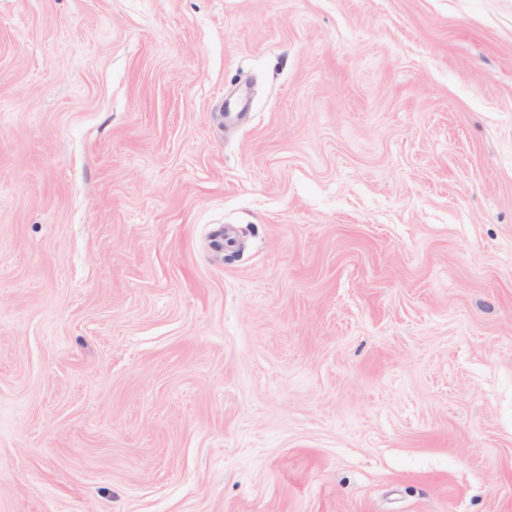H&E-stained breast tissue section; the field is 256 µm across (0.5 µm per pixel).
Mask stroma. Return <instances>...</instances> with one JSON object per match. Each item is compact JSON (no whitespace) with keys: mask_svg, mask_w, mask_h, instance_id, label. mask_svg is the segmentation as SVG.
Listing matches in <instances>:
<instances>
[{"mask_svg":"<svg viewBox=\"0 0 512 512\" xmlns=\"http://www.w3.org/2000/svg\"><path fill=\"white\" fill-rule=\"evenodd\" d=\"M0 512H512V0H0Z\"/></svg>","mask_w":512,"mask_h":512,"instance_id":"1","label":"stroma"}]
</instances>
